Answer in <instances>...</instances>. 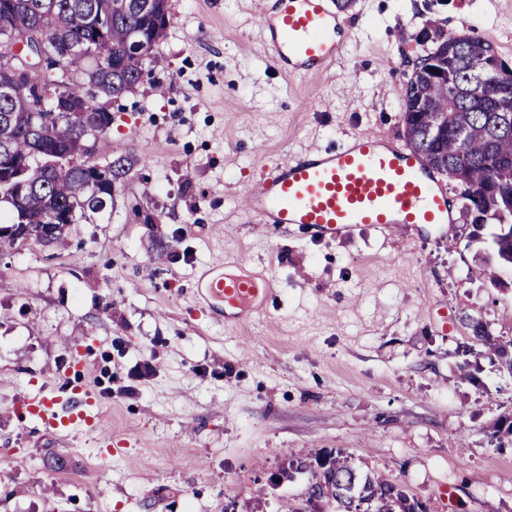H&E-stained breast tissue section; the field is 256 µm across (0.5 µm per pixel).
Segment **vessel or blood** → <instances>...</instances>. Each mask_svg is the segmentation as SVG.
<instances>
[{
  "mask_svg": "<svg viewBox=\"0 0 512 512\" xmlns=\"http://www.w3.org/2000/svg\"><path fill=\"white\" fill-rule=\"evenodd\" d=\"M261 47L288 72L313 78L330 69L340 51L341 24L334 0H268L260 9ZM457 200L448 183L424 156L380 131L347 137L339 146L299 155L277 166L248 188L245 212L261 229L284 227L317 239L346 237L356 226L388 230L399 225L456 223ZM246 256H236L234 272L215 266L203 277L204 301L224 304V316L240 323L261 312L271 280L241 274ZM91 383L67 386L64 398L33 397L28 410L53 429L85 425L100 429Z\"/></svg>",
  "mask_w": 512,
  "mask_h": 512,
  "instance_id": "vessel-or-blood-1",
  "label": "vessel or blood"
}]
</instances>
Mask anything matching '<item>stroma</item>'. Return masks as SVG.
<instances>
[{
	"label": "stroma",
	"mask_w": 512,
	"mask_h": 512,
	"mask_svg": "<svg viewBox=\"0 0 512 512\" xmlns=\"http://www.w3.org/2000/svg\"><path fill=\"white\" fill-rule=\"evenodd\" d=\"M255 2L169 0L149 78L95 147L132 165L112 205L64 246L0 243V512H305L303 465L325 455L427 512H512V435L491 437L512 424V268L478 274L493 226L317 242L257 233L239 207L297 154L403 140L422 33L480 38L512 65V0H354L314 83L261 51ZM239 252L275 286L224 323L198 280ZM84 380L111 439L22 407Z\"/></svg>",
	"instance_id": "1"
}]
</instances>
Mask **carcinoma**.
<instances>
[{
	"label": "carcinoma",
	"instance_id": "carcinoma-1",
	"mask_svg": "<svg viewBox=\"0 0 512 512\" xmlns=\"http://www.w3.org/2000/svg\"><path fill=\"white\" fill-rule=\"evenodd\" d=\"M168 0H0V19L10 29L0 39L50 37L44 58L15 79L0 78V196L9 195L5 223L41 230L40 245L64 243L65 226L80 224L112 200L109 186L93 179L99 166L85 147L84 119L38 107L48 86L77 92L85 100L99 135L112 126V112L101 99H119L148 74L167 27ZM493 47L476 37L437 35L419 61L403 97L406 144L460 188L470 221L478 229L496 226L493 255L512 266V75L498 73ZM78 156L76 166L48 173L42 149ZM111 179L124 182L131 163L106 162ZM318 478L342 493L336 502L350 512L354 502H371L370 512H415L414 502L393 480L360 476L345 461L317 459Z\"/></svg>",
	"mask_w": 512,
	"mask_h": 512
}]
</instances>
